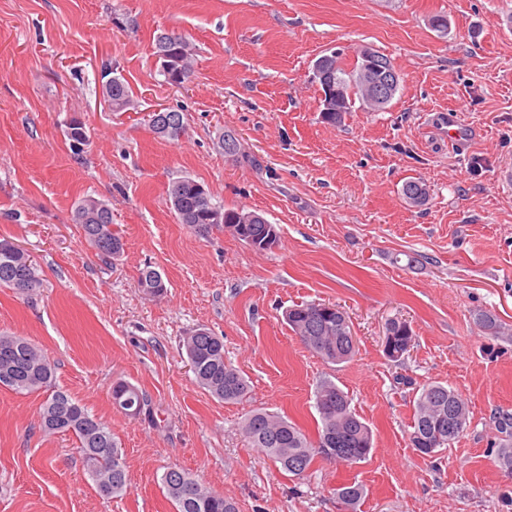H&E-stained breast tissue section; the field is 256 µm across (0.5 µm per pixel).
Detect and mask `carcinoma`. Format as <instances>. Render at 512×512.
<instances>
[{"label":"carcinoma","instance_id":"carcinoma-1","mask_svg":"<svg viewBox=\"0 0 512 512\" xmlns=\"http://www.w3.org/2000/svg\"><path fill=\"white\" fill-rule=\"evenodd\" d=\"M163 50L170 51V61L160 67L159 74L168 84H182L193 67L191 43L181 35L162 33L156 37L155 52ZM363 68L364 60L359 55L349 69L342 65L338 55L330 56L329 83L328 87L321 88V101H326L329 93H338L340 111L321 112L324 123L339 124L355 102L368 103L367 89L361 77ZM103 77L106 78L102 85L104 101L113 112L125 111L131 105L128 84L122 77L111 75L109 70ZM68 137L74 154L82 153L88 138L80 122L75 120L70 124ZM201 188L202 184L190 177L172 182L168 197L179 223L206 235L215 228L208 220L207 212L217 209L224 212L228 223L241 224L246 211L224 208L213 202L210 191L203 192ZM403 195L410 203L422 206L428 198V189L418 180H409L403 185ZM74 219L104 260L120 256L124 243L112 232V210L107 204L86 198L76 206ZM274 229L276 225L257 213L251 223L242 224L238 236L257 238L262 242ZM18 269L25 273L21 281L16 276ZM163 283L161 273L150 266L139 273L138 287L147 296H163L166 293L161 287ZM38 287L40 277L29 254L14 250V244L7 239L0 240V288L29 293ZM284 320L306 347L326 362L343 363L355 353V347L350 343L353 332L349 317L332 303L295 305L285 311ZM475 323L492 336L504 330L489 311L476 314ZM386 335L384 353L392 361L400 360L415 340L411 326L398 319L386 324ZM182 349L197 384L213 396L230 402L241 400L249 393L248 380L224 361L223 338L198 328L184 337ZM53 380L54 367L36 345L22 336L0 334V385L19 393H47L40 412L42 431L46 434H75L80 441L84 466L93 481L98 484L107 479L110 481L109 495L122 493L127 485L126 470L111 431L84 406L66 393L53 389ZM112 400L117 408L130 416H153L151 400L146 393L129 383H114ZM413 407L409 441L421 455L430 456L437 449L453 444L467 428V403L444 383L431 381L424 384L416 392ZM315 408L320 426L314 441L307 438L296 423L265 410L254 411L245 420L243 431L254 447L262 449L281 469L298 479L307 474L315 459L322 455L321 448L329 436L336 432L342 433L346 463L355 464L368 457L372 448V430L351 409L348 395L333 381L324 380L317 386ZM498 428L506 440L497 448L495 458L501 467L512 471V414L500 415ZM162 484L176 512H240L236 501L214 492L184 470L168 469L162 475ZM335 494L338 512H356L364 488L356 482L344 483L335 489Z\"/></svg>","mask_w":512,"mask_h":512}]
</instances>
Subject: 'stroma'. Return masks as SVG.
<instances>
[{"mask_svg":"<svg viewBox=\"0 0 512 512\" xmlns=\"http://www.w3.org/2000/svg\"><path fill=\"white\" fill-rule=\"evenodd\" d=\"M448 17V32L430 26ZM164 32L185 36L195 70L165 83L154 55ZM369 45L400 73L375 112L354 105L331 126L311 79L317 58L353 62ZM129 85L110 111L101 75ZM182 112L179 139L157 137L147 114ZM466 135L449 142L448 114ZM80 121L88 144L67 137ZM240 152L226 154L225 131ZM512 0H0V239L37 264L40 288H0V333L30 339L55 367V387L104 422L127 488L106 499L75 435L39 427L42 393L0 386V512H175L161 477L192 473L241 512H336L334 490L356 482L357 512H511L512 472L495 460V418L512 413ZM190 177L215 202L277 224L257 251L229 232L201 236L170 207ZM429 197L415 207L402 186ZM112 209L124 252L105 263L74 222L77 202ZM422 265L407 267L406 256ZM167 294L137 287L144 266ZM332 302L349 315L356 354L331 364L283 319L288 307ZM492 311L505 335L474 322ZM416 341L398 362L382 341L389 320ZM205 327L251 391L237 403L200 388L181 340ZM332 380L370 425L359 463L315 460L301 480L278 471L242 431L250 411L284 415L316 435L315 389ZM131 383L155 416L115 408ZM440 381L467 401L470 425L435 456L409 445L413 399Z\"/></svg>","mask_w":512,"mask_h":512,"instance_id":"1","label":"stroma"}]
</instances>
